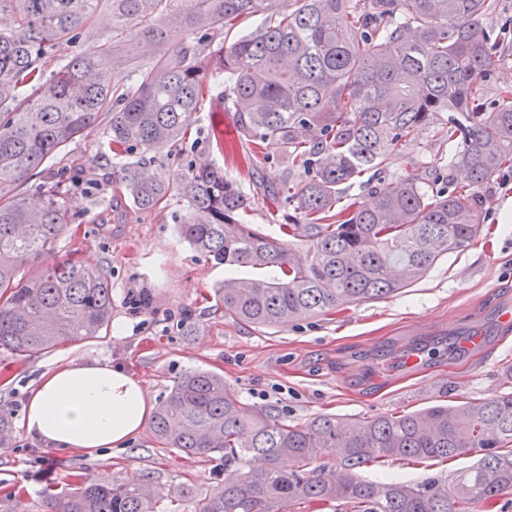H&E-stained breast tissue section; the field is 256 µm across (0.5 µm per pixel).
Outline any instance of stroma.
I'll return each instance as SVG.
<instances>
[{
  "instance_id": "35a3bbf8",
  "label": "stroma",
  "mask_w": 512,
  "mask_h": 512,
  "mask_svg": "<svg viewBox=\"0 0 512 512\" xmlns=\"http://www.w3.org/2000/svg\"><path fill=\"white\" fill-rule=\"evenodd\" d=\"M219 120L225 138L236 140L234 110L212 89L187 134L184 164L223 165L256 198L247 222L276 233L280 212L255 192L257 181L281 175L280 149L267 146L265 158L250 170L224 162L209 147L211 126ZM453 152L424 128L392 170L409 171L418 163L435 171ZM112 163L98 129L46 163L22 188L32 197L45 183H73L72 221L56 258L103 268L112 283L113 326L106 335L60 344L23 363L0 351V410L12 420L11 436L0 444V512H42L44 489L67 488L78 475L141 478L161 491V512H198L224 478L223 458L200 461L170 452L146 428L104 460L42 450L22 426L29 385L45 369L72 358L129 368L154 401L187 371L212 370L223 374L243 403L277 406L291 423L324 413L360 420L440 399H487L512 386L504 377L512 367V326H501L497 318L501 308H512V222L501 221L503 209L512 210L511 169L479 191L483 235L442 257L419 282L377 302L258 330L225 316L215 295L224 278L249 277L252 269H226L183 240L181 202L152 212L134 209ZM188 320L196 324L190 336L184 332ZM472 336L480 337V345L464 347ZM415 351L422 361L411 368L405 359Z\"/></svg>"
}]
</instances>
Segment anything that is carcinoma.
Returning a JSON list of instances; mask_svg holds the SVG:
<instances>
[{"label":"carcinoma","instance_id":"cac0c4a2","mask_svg":"<svg viewBox=\"0 0 512 512\" xmlns=\"http://www.w3.org/2000/svg\"><path fill=\"white\" fill-rule=\"evenodd\" d=\"M494 0H0V349L21 360L72 339L98 338L112 319V284L82 260H55L69 223L66 187L16 192L33 171L110 114L114 156L133 148L175 156L201 109L205 80L224 78L238 139L251 164L274 143L288 175L263 191L288 204L273 237L244 221L253 201L214 164L162 177L118 167L141 211L177 197L179 232L226 267L260 272L218 288L224 315L256 329L384 299L464 250L483 223L478 190L512 169V84L486 88L512 56V26L489 20ZM110 11L112 24L96 28ZM263 25L227 41L258 14ZM95 52L58 55L78 38ZM56 67L45 73L48 58ZM457 144L444 177L387 176L418 128ZM372 172L366 201L343 202ZM156 441L189 458L224 457V481L199 512H493L512 492V392L435 402L364 420L319 415L289 424L247 407L224 377L182 375L149 424ZM251 456L262 458L255 468ZM472 459L416 483L371 481L384 462ZM291 467L284 470L280 461ZM138 479L86 478L45 494V512H158Z\"/></svg>","mask_w":512,"mask_h":512}]
</instances>
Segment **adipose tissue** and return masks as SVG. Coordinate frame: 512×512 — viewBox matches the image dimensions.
<instances>
[{"label": "adipose tissue", "mask_w": 512, "mask_h": 512, "mask_svg": "<svg viewBox=\"0 0 512 512\" xmlns=\"http://www.w3.org/2000/svg\"><path fill=\"white\" fill-rule=\"evenodd\" d=\"M151 411L143 381L109 361L71 360L32 382L24 427L55 452L126 449Z\"/></svg>", "instance_id": "obj_1"}]
</instances>
